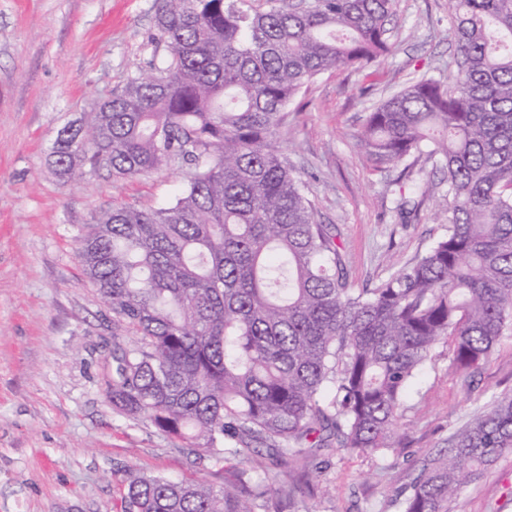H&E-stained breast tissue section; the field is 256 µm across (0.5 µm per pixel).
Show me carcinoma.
<instances>
[{"mask_svg":"<svg viewBox=\"0 0 512 512\" xmlns=\"http://www.w3.org/2000/svg\"><path fill=\"white\" fill-rule=\"evenodd\" d=\"M394 0H164L147 68L58 132L53 164L113 180L178 168L169 204L116 206L77 240L112 311V408L221 462L264 447L286 468L314 448L395 446L403 397L438 344L463 372L512 334V0H448L454 71L378 101L353 135L377 168L432 163L448 233L370 290L349 287L336 235L276 145L281 113L326 71L393 54ZM512 451L497 396L399 490L404 512H449L460 485ZM276 487L128 470L120 512H259Z\"/></svg>","mask_w":512,"mask_h":512,"instance_id":"obj_1","label":"carcinoma"}]
</instances>
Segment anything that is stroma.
<instances>
[{
	"mask_svg": "<svg viewBox=\"0 0 512 512\" xmlns=\"http://www.w3.org/2000/svg\"><path fill=\"white\" fill-rule=\"evenodd\" d=\"M164 0H0V512H115L126 469L174 479H233L218 462L113 410L102 385L112 314L87 282L78 237L113 206L170 201L184 174L166 169L112 181L61 176L51 153L64 126L86 124L98 99L146 66V40ZM393 55L316 77L286 109L279 142L333 225L358 291L377 287L448 229L446 186L431 164L374 168L354 146L364 109L413 75H448L455 46L446 0H395ZM430 179L409 223L400 198ZM512 393V335L488 363L463 373L439 344L414 379L383 453L328 448L308 460L315 495L269 512H402L405 475L446 450L492 396ZM512 453L463 484L451 512H512Z\"/></svg>",
	"mask_w": 512,
	"mask_h": 512,
	"instance_id": "stroma-1",
	"label": "stroma"
}]
</instances>
